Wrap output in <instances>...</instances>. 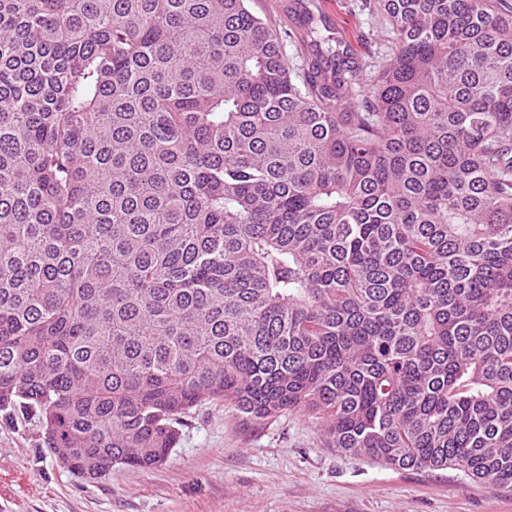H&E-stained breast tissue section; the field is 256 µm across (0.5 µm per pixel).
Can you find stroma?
<instances>
[{"label":"stroma","instance_id":"1","mask_svg":"<svg viewBox=\"0 0 512 512\" xmlns=\"http://www.w3.org/2000/svg\"><path fill=\"white\" fill-rule=\"evenodd\" d=\"M323 36L349 43L360 64L356 100L370 96L393 51L387 16L370 0H332ZM39 420L0 411V512H512V488L451 466L396 469L327 447L321 423L291 412L255 425L206 402L151 469L113 465L85 481L43 444Z\"/></svg>","mask_w":512,"mask_h":512}]
</instances>
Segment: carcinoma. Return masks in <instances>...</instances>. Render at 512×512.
<instances>
[{"mask_svg":"<svg viewBox=\"0 0 512 512\" xmlns=\"http://www.w3.org/2000/svg\"><path fill=\"white\" fill-rule=\"evenodd\" d=\"M308 89L248 0H0V410L77 475L191 408L512 485V12L376 0ZM326 17V29L320 24L323 37L344 39L354 49L360 64L357 74L355 105L371 95L378 71L388 62L393 51V34L387 16L373 8L374 0H313ZM324 1L333 2L329 6ZM369 3L372 4L370 7ZM320 7L323 13L320 10Z\"/></svg>","mask_w":512,"mask_h":512,"instance_id":"carcinoma-1","label":"carcinoma"}]
</instances>
